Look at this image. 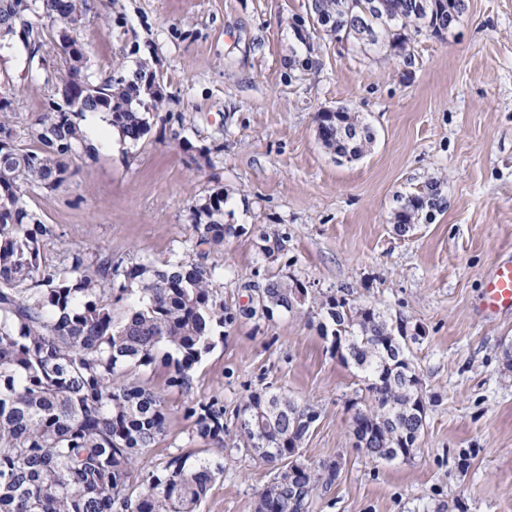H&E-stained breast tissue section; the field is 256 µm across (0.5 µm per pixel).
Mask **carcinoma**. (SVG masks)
<instances>
[{
	"instance_id": "obj_1",
	"label": "carcinoma",
	"mask_w": 512,
	"mask_h": 512,
	"mask_svg": "<svg viewBox=\"0 0 512 512\" xmlns=\"http://www.w3.org/2000/svg\"><path fill=\"white\" fill-rule=\"evenodd\" d=\"M370 0H309L301 26L319 35L346 29L349 16L361 24L348 36L394 51H408L412 36L446 16L419 9L422 0H389V17L363 9ZM32 17L37 49L60 56L64 82L74 96L26 124L18 134L12 102H0V512H200L222 462L191 453H171L147 469L144 455L167 433L169 413L161 392L126 381L130 368L162 364L169 385L190 391L195 366L224 324L235 319L215 285L216 265L124 262L79 245L60 244L63 266L45 261L57 244L51 225L30 209L28 191L58 188L72 176L71 163L92 147L82 126L87 112L104 111L109 125L136 144L150 130V113L164 97L144 82L146 65L129 76L93 84L85 71V48L60 32L59 20H83L88 0H35ZM19 27L15 0H0V31ZM74 111L69 112L67 108ZM336 155L360 156L372 133L356 112L318 136ZM434 197L401 198L394 221L402 235ZM224 196L216 193L195 209L199 243L223 247L236 227L223 222ZM271 310H301L319 304L340 335L343 361L364 374L369 402L353 424L372 432L365 456L372 462L408 457L425 431L426 418L408 409L415 395L409 348L395 343L387 319L372 307L346 299L318 302L309 289L282 278L262 288ZM305 402L271 389L250 393L239 407V436L261 441L260 459L271 466L281 492H262L256 512H310L320 488L336 480V468L314 467L289 487L288 453L310 426ZM193 434L224 441L219 401L185 406Z\"/></svg>"
}]
</instances>
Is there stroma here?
I'll return each mask as SVG.
<instances>
[{
  "label": "stroma",
  "mask_w": 512,
  "mask_h": 512,
  "mask_svg": "<svg viewBox=\"0 0 512 512\" xmlns=\"http://www.w3.org/2000/svg\"><path fill=\"white\" fill-rule=\"evenodd\" d=\"M307 4L93 0L72 32L90 55V81L144 63L164 104L136 144L109 139L105 113H86L93 158L74 161L60 188L31 191L29 204L61 241L94 252L215 264L237 318L195 367L191 390L168 386L160 365L135 372L169 413L144 466L198 450L224 464L201 512H254L270 469L246 446L193 437L185 404L220 399L231 439L243 400L268 386L317 410L304 458L343 461L311 512H512V314L481 313L493 262L512 254V0H468L450 32L415 37L406 58L299 33ZM1 72L21 122L61 98L62 62L46 75L18 39H0ZM339 106L374 131L360 159L337 161L317 139L318 113ZM427 187L435 207L399 235V197ZM217 192L225 223L242 231L214 250L191 224ZM268 236L281 239L272 261ZM272 276L418 332L411 351L427 418L411 459L375 464L354 448L351 404L365 385L331 351L324 313L243 315Z\"/></svg>",
  "instance_id": "obj_1"
}]
</instances>
